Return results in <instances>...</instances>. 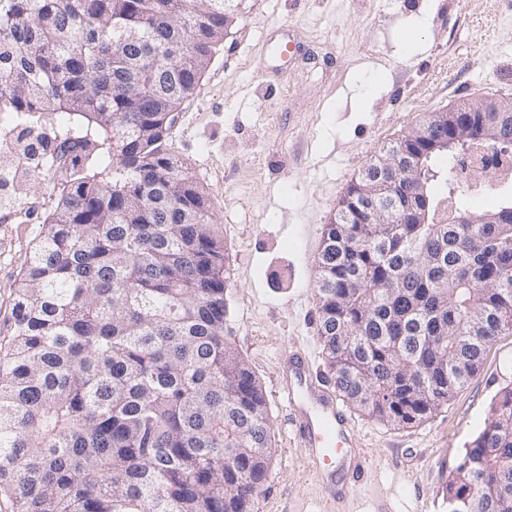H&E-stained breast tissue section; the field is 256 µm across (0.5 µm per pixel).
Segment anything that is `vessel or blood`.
Masks as SVG:
<instances>
[{"instance_id":"obj_1","label":"vessel or blood","mask_w":512,"mask_h":512,"mask_svg":"<svg viewBox=\"0 0 512 512\" xmlns=\"http://www.w3.org/2000/svg\"><path fill=\"white\" fill-rule=\"evenodd\" d=\"M277 394L301 448L328 489L344 479L349 489L363 481L367 459L334 386L314 376L304 353L291 351L278 364Z\"/></svg>"}]
</instances>
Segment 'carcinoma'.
<instances>
[{"label":"carcinoma","mask_w":512,"mask_h":512,"mask_svg":"<svg viewBox=\"0 0 512 512\" xmlns=\"http://www.w3.org/2000/svg\"><path fill=\"white\" fill-rule=\"evenodd\" d=\"M238 0H0V112L20 127L0 188L51 162L57 199L0 344V499L11 512H251L270 469L268 399L224 334L221 225L167 138ZM160 65L148 73V60ZM498 147L448 118V167ZM326 225L315 288L338 396L421 423L512 330V223L429 196L425 224ZM201 223L184 224L185 214ZM465 512H512V387L448 479Z\"/></svg>","instance_id":"obj_1"}]
</instances>
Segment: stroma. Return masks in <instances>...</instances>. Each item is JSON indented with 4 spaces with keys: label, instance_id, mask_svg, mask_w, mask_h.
I'll return each instance as SVG.
<instances>
[{
    "label": "stroma",
    "instance_id": "35a3bbf8",
    "mask_svg": "<svg viewBox=\"0 0 512 512\" xmlns=\"http://www.w3.org/2000/svg\"><path fill=\"white\" fill-rule=\"evenodd\" d=\"M423 28H413L415 18ZM295 51L273 58L280 39ZM485 96L512 98V6L506 0H243L169 134L172 153L204 187L227 257L224 329L263 383L273 460L252 512H448L445 486L490 408L512 387V331L478 372L423 423L397 428L361 412L364 485L327 497L276 393L282 356L307 347L326 373L318 336L316 259L350 181L382 146L431 112ZM461 204L492 209L512 183L473 170ZM44 173L0 201V339L14 292L56 202Z\"/></svg>",
    "mask_w": 512,
    "mask_h": 512
}]
</instances>
